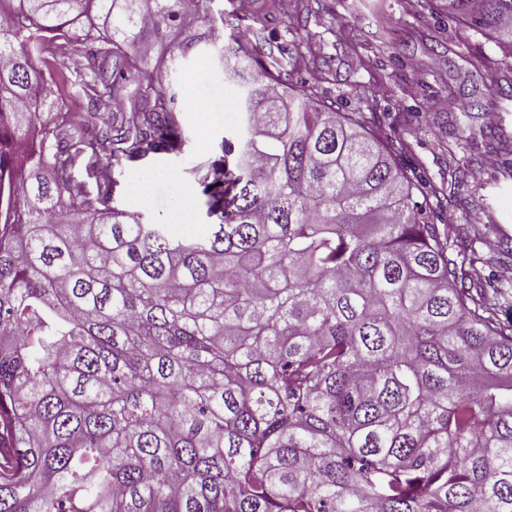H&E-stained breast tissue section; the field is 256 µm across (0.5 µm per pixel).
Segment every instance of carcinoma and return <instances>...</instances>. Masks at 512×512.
<instances>
[{"mask_svg": "<svg viewBox=\"0 0 512 512\" xmlns=\"http://www.w3.org/2000/svg\"><path fill=\"white\" fill-rule=\"evenodd\" d=\"M214 2L0 0V512H512V289L420 217L442 188L404 162L415 130L284 83L239 27L242 124L195 170L211 223L111 205L183 152L155 54L210 44ZM445 6L512 47V0Z\"/></svg>", "mask_w": 512, "mask_h": 512, "instance_id": "1", "label": "carcinoma"}]
</instances>
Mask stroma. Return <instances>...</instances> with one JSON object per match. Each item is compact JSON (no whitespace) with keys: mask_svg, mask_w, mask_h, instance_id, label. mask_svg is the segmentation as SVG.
<instances>
[{"mask_svg":"<svg viewBox=\"0 0 512 512\" xmlns=\"http://www.w3.org/2000/svg\"><path fill=\"white\" fill-rule=\"evenodd\" d=\"M316 13L304 15L299 0H252L240 12L238 0H216L224 14L223 37L233 25L256 32L261 57L288 63L295 53L293 36L300 27L317 32L328 56L319 73V92L342 112H380L383 130L396 135L395 114L410 116L422 129L411 147L410 161L445 188V221L463 224L468 236L479 225L497 224L512 233V179L502 178L498 164L512 151L498 145L497 129H512V102L499 98L494 83L503 74L504 54L495 41L448 17L443 0H318ZM204 79L192 80L197 66ZM176 88L205 102L193 112L178 100L188 142L178 156L156 155L128 169L118 179L113 204L143 214L146 221L168 225L180 237L206 224L198 201L195 168L220 154L225 134L238 130L240 87L224 76V61L207 51L181 62L171 73ZM478 99L474 117L449 108V100ZM462 143V150L447 147ZM495 165H488V158ZM459 170L450 179V170Z\"/></svg>","mask_w":512,"mask_h":512,"instance_id":"1","label":"stroma"}]
</instances>
